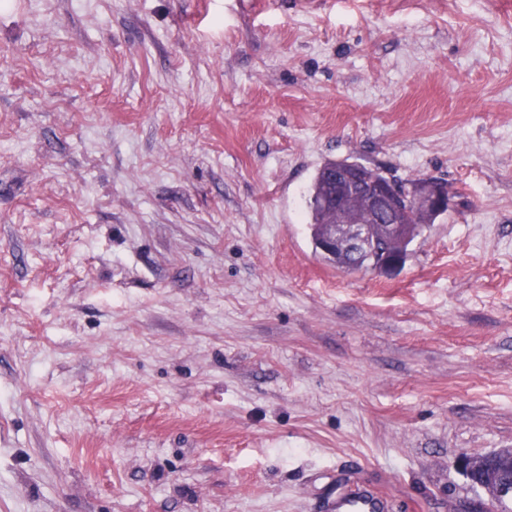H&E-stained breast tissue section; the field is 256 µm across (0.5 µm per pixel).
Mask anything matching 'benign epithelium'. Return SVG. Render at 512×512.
Instances as JSON below:
<instances>
[{
  "label": "benign epithelium",
  "mask_w": 512,
  "mask_h": 512,
  "mask_svg": "<svg viewBox=\"0 0 512 512\" xmlns=\"http://www.w3.org/2000/svg\"><path fill=\"white\" fill-rule=\"evenodd\" d=\"M330 178L336 183L330 208L339 219L328 224L319 247L324 254L341 250L357 255L370 250L380 235L391 241L405 240L410 233L409 209L423 214L448 209V184L436 178L419 180L407 197L392 182L364 180L354 172L334 171ZM455 465L491 501L512 496V483L504 478V473L512 472V448L462 454Z\"/></svg>",
  "instance_id": "7a95c632"
}]
</instances>
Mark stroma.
I'll return each instance as SVG.
<instances>
[{
  "instance_id": "obj_1",
  "label": "stroma",
  "mask_w": 512,
  "mask_h": 512,
  "mask_svg": "<svg viewBox=\"0 0 512 512\" xmlns=\"http://www.w3.org/2000/svg\"><path fill=\"white\" fill-rule=\"evenodd\" d=\"M0 0V512L489 503L512 448V0ZM447 181L395 273L329 159ZM456 468L468 475L476 488L487 494L491 501L499 502L502 512H511L504 498L512 496V448H500L484 454H462L455 462ZM511 472V484L504 478ZM473 486V487H474ZM387 500L369 490L357 488L343 494L336 502V512H389Z\"/></svg>"
}]
</instances>
